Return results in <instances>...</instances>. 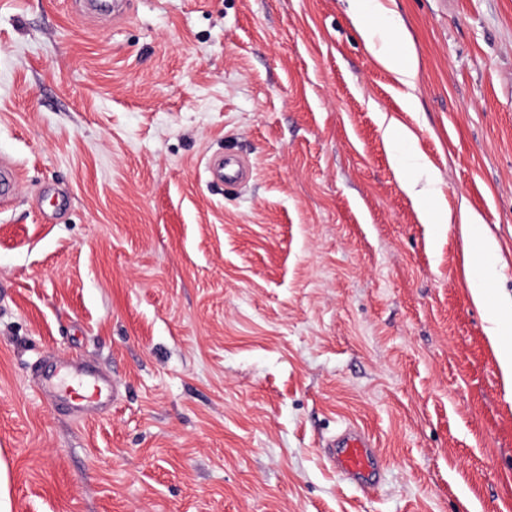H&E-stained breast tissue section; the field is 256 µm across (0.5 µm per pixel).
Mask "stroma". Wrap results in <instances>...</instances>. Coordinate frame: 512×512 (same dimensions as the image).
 <instances>
[{
	"label": "stroma",
	"instance_id": "stroma-1",
	"mask_svg": "<svg viewBox=\"0 0 512 512\" xmlns=\"http://www.w3.org/2000/svg\"><path fill=\"white\" fill-rule=\"evenodd\" d=\"M381 2L413 89L348 0H0V512H512L462 239L403 188L420 151L512 308V0ZM224 152L249 182H212ZM57 357L112 378L110 412L31 388ZM349 423L375 490L321 453ZM355 2L351 18L361 33L367 50L377 63L394 74L399 82L412 87L417 75L415 60L403 48L406 34L388 15L378 0H349ZM379 15L383 23H370L368 16Z\"/></svg>",
	"mask_w": 512,
	"mask_h": 512
}]
</instances>
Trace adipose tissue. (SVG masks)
<instances>
[{"label":"adipose tissue","instance_id":"adipose-tissue-1","mask_svg":"<svg viewBox=\"0 0 512 512\" xmlns=\"http://www.w3.org/2000/svg\"><path fill=\"white\" fill-rule=\"evenodd\" d=\"M351 18L377 63L394 74L402 84L413 86L417 67L413 57L404 49L406 34L388 17L380 0H354ZM404 189L425 223L437 225L442 231L450 230L452 224H460L464 242L482 241L485 252H492L493 245L486 240L482 220L477 214L464 207L456 213L448 210L442 206L439 194L420 187L418 179L407 180ZM472 298L475 304L486 310V332L496 345L505 382L512 388V315H507L495 305L489 289H473Z\"/></svg>","mask_w":512,"mask_h":512}]
</instances>
